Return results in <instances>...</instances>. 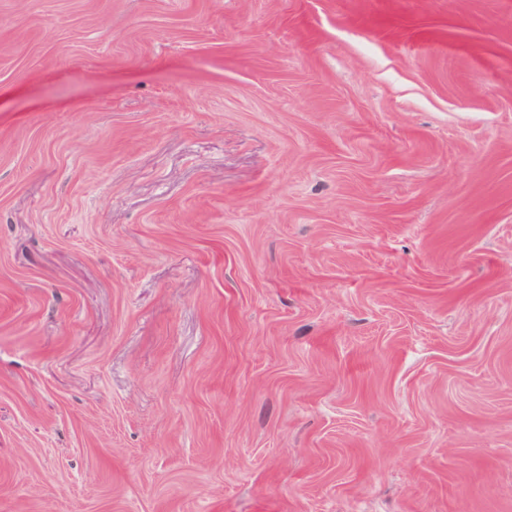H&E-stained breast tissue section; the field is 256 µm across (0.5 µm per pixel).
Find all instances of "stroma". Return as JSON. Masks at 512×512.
Here are the masks:
<instances>
[{"instance_id":"1","label":"stroma","mask_w":512,"mask_h":512,"mask_svg":"<svg viewBox=\"0 0 512 512\" xmlns=\"http://www.w3.org/2000/svg\"><path fill=\"white\" fill-rule=\"evenodd\" d=\"M0 512H512V0H0Z\"/></svg>"}]
</instances>
